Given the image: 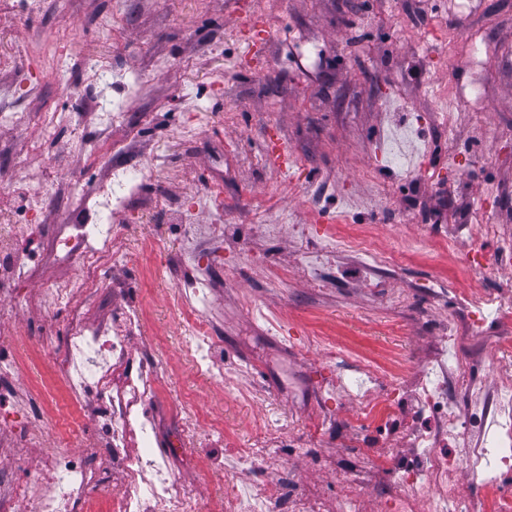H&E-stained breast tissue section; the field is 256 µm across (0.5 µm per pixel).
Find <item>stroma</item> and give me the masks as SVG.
<instances>
[{
  "mask_svg": "<svg viewBox=\"0 0 512 512\" xmlns=\"http://www.w3.org/2000/svg\"><path fill=\"white\" fill-rule=\"evenodd\" d=\"M71 0L17 26L0 0V104L23 99L25 127L0 124V207L18 209L27 190L53 180L35 236L55 230L85 175L105 179L111 154L98 146L96 100L131 74L142 85L123 94L131 127L113 140L132 141L131 161L151 178L136 214H120L118 253L107 270L92 319L140 294L150 316L138 346L158 345L155 360L163 416L200 427L219 423L224 451L267 440L268 457L246 471L285 472L318 486L321 512H341L351 481L350 441H333L357 409L340 397L346 363L335 353L389 369L393 355L421 373L458 311L444 286L467 284L475 252L491 258L495 243L457 235V253L433 247L452 224H499L512 236V0ZM267 40L256 46V33ZM481 32L478 67L465 58L468 37ZM74 41L101 58L107 78L87 84L80 61L67 74L34 68L45 39ZM318 51L319 74L297 65L301 49ZM485 87L474 98L473 86ZM81 100L84 140L60 130L43 138L40 118ZM398 128L413 132L407 151L426 156V173L394 165L386 141ZM287 168L271 158L272 147ZM224 174V215L206 194ZM193 195L191 221L204 225L213 281L209 319L224 342L213 375L196 372L179 355L172 297L182 270L180 216L171 206ZM278 225L267 235L265 225ZM371 228L379 250L407 249L409 258L384 287L357 275L358 260L329 253L322 275L311 276L309 252L330 231ZM65 310L33 305L18 322L0 320V336L21 328L50 337L31 369L0 392V463L25 477L55 427H41L20 406L38 380L56 381L66 341ZM41 428L43 448L23 432ZM171 468L200 502L219 493L195 472V444L166 449Z\"/></svg>",
  "mask_w": 512,
  "mask_h": 512,
  "instance_id": "obj_1",
  "label": "stroma"
}]
</instances>
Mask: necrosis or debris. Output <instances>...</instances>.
<instances>
[{
  "label": "necrosis or debris",
  "instance_id": "1",
  "mask_svg": "<svg viewBox=\"0 0 512 512\" xmlns=\"http://www.w3.org/2000/svg\"><path fill=\"white\" fill-rule=\"evenodd\" d=\"M128 153L127 145L113 144L109 179L79 189L63 217L62 231L52 240L55 255L77 264L81 273L63 285L45 283L40 290L44 307L68 309L69 335L57 362L58 384H41L32 396L38 403L37 416L45 420L57 389H64L73 410L92 422L96 452L111 456L112 468L122 479L112 512H201L191 489L180 482L161 451L164 427L152 371L154 350L133 347L143 327L142 307L129 297L111 321L93 323L88 318L97 278L112 260L118 235L112 216L131 209L148 177L129 162ZM52 196L51 185L41 184L30 190L25 209H0V298L9 302L0 308V319L13 317L28 305L18 288L43 256L21 250L19 236L22 228L37 223L42 204ZM180 230L186 250L180 259L183 275L173 296L180 311L179 347L198 372L209 375L222 341L207 316L211 286L197 273L206 253L195 247L192 225H181ZM482 233L485 240L497 242L498 256L490 264H476L471 285L452 290L451 295L467 310L490 312V319L476 332L496 353L494 369L511 372L512 300L485 290L481 282L495 270L512 267V243L499 240L497 225H483ZM371 241V235L347 233L337 237L336 247L356 254L361 272L381 284L395 255L373 249ZM444 343L430 371L402 376L393 388L381 391L367 386V379L378 373L368 362L343 385V396L358 409V447L372 448L379 440L405 434L419 449L409 461L364 457L360 466L377 468L384 478L381 492L391 512H512V381L487 387L481 363L457 365V338L446 336ZM462 428L475 433L476 442L461 452L454 440ZM179 435L209 445L200 460L206 473L224 479V493L211 512H320L308 491L292 478L275 474L260 487L239 477V470L257 458L258 449H245L229 464L212 433L185 424ZM131 445L136 448L132 454L127 451ZM461 470L470 475L475 497L459 494L455 477ZM100 480L81 437L68 434L43 456L36 475L20 480L0 467V512H88Z\"/></svg>",
  "mask_w": 512,
  "mask_h": 512
}]
</instances>
